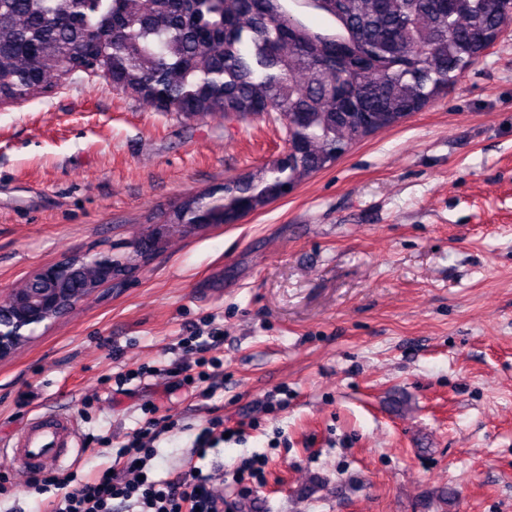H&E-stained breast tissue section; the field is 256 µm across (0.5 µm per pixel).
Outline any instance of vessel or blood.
<instances>
[{
  "label": "vessel or blood",
  "mask_w": 512,
  "mask_h": 512,
  "mask_svg": "<svg viewBox=\"0 0 512 512\" xmlns=\"http://www.w3.org/2000/svg\"><path fill=\"white\" fill-rule=\"evenodd\" d=\"M76 425L71 416L47 413L31 422L18 436L15 445L27 468L50 464L57 466L68 460L75 449Z\"/></svg>",
  "instance_id": "b4317fda"
}]
</instances>
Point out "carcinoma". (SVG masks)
<instances>
[{
    "label": "carcinoma",
    "instance_id": "carcinoma-1",
    "mask_svg": "<svg viewBox=\"0 0 512 512\" xmlns=\"http://www.w3.org/2000/svg\"><path fill=\"white\" fill-rule=\"evenodd\" d=\"M286 2L0 0V105L46 93L67 60L96 63L116 91L156 112L273 118L288 139L283 158L159 218L226 224L422 111L512 26V0H323L313 8L335 28L322 31Z\"/></svg>",
    "mask_w": 512,
    "mask_h": 512
}]
</instances>
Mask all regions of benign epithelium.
Here are the masks:
<instances>
[{
    "mask_svg": "<svg viewBox=\"0 0 512 512\" xmlns=\"http://www.w3.org/2000/svg\"><path fill=\"white\" fill-rule=\"evenodd\" d=\"M160 236L158 228L150 238L129 242L132 262L121 269L112 266L109 253H76L33 272L26 280L27 287L12 289L0 302V360L28 340L26 328L63 318L98 288L122 281L147 264L158 249Z\"/></svg>",
    "mask_w": 512,
    "mask_h": 512,
    "instance_id": "obj_1",
    "label": "benign epithelium"
}]
</instances>
